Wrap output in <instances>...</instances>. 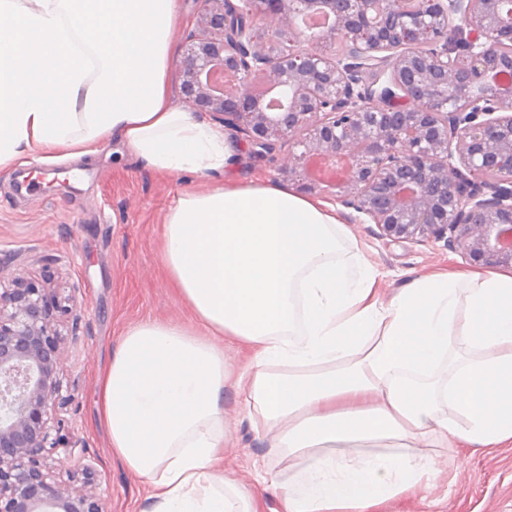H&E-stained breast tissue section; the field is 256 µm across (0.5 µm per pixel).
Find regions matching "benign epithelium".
<instances>
[{
	"mask_svg": "<svg viewBox=\"0 0 512 512\" xmlns=\"http://www.w3.org/2000/svg\"><path fill=\"white\" fill-rule=\"evenodd\" d=\"M177 66L194 112L264 153L288 147L277 176L326 195L392 241H440L479 266L512 269V16L503 0H198ZM323 7L314 39L297 15ZM267 20L257 32L256 17ZM469 42L466 64L451 46ZM313 159L344 166L310 178ZM49 288L0 276V512H103L92 464L64 480L65 346Z\"/></svg>",
	"mask_w": 512,
	"mask_h": 512,
	"instance_id": "1",
	"label": "benign epithelium"
}]
</instances>
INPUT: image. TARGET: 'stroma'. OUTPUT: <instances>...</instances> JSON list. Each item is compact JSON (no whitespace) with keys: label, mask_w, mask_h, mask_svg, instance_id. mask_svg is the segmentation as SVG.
<instances>
[{"label":"stroma","mask_w":512,"mask_h":512,"mask_svg":"<svg viewBox=\"0 0 512 512\" xmlns=\"http://www.w3.org/2000/svg\"><path fill=\"white\" fill-rule=\"evenodd\" d=\"M210 184L198 175L159 173L114 140L92 158L0 170V273L35 280L51 275L60 300L72 303V313L59 316L63 381L78 388L62 413V433L81 438L97 458L103 512H143L148 487L112 452L98 422L97 379L129 327L145 320L193 326L161 273V233L179 196ZM336 211L354 246L382 272L383 295H391L407 271L471 268L444 242H389L353 209ZM272 438L256 430L239 399L225 400L224 465L254 492L261 512H282V505L269 484L258 481L254 460L278 481L293 477L287 456L270 452ZM430 454L431 479L388 501L384 512H512V446L434 448Z\"/></svg>","instance_id":"stroma-1"}]
</instances>
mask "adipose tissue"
Wrapping results in <instances>:
<instances>
[{"mask_svg": "<svg viewBox=\"0 0 512 512\" xmlns=\"http://www.w3.org/2000/svg\"><path fill=\"white\" fill-rule=\"evenodd\" d=\"M0 169L115 139L162 173H216L162 226L197 330L143 321L102 372L98 418L151 488L147 512H251L224 472L234 390L283 452L284 512H377L425 449L512 443V270L409 275L390 296L334 210L233 170L238 145L170 101L179 0H0ZM252 353L232 374L216 339ZM357 448H373L359 458Z\"/></svg>", "mask_w": 512, "mask_h": 512, "instance_id": "1", "label": "adipose tissue"}]
</instances>
